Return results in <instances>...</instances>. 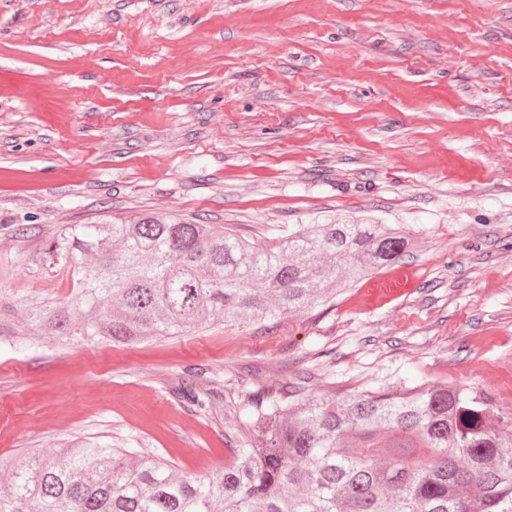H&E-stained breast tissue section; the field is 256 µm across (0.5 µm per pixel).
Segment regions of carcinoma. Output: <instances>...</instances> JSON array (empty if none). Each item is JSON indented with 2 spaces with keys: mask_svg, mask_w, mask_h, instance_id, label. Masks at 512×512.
I'll use <instances>...</instances> for the list:
<instances>
[{
  "mask_svg": "<svg viewBox=\"0 0 512 512\" xmlns=\"http://www.w3.org/2000/svg\"><path fill=\"white\" fill-rule=\"evenodd\" d=\"M402 224H297L273 242L228 227L146 218L72 224L45 252L78 264L64 305H29L38 333L132 346L210 322L300 313L415 246ZM295 383L244 400L249 434L203 476L130 448L78 441L5 464L0 512H512V425L450 382L381 383L298 403ZM179 395L210 405L186 378Z\"/></svg>",
  "mask_w": 512,
  "mask_h": 512,
  "instance_id": "1",
  "label": "carcinoma"
}]
</instances>
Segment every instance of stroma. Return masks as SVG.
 <instances>
[{
	"instance_id": "35a3bbf8",
	"label": "stroma",
	"mask_w": 512,
	"mask_h": 512,
	"mask_svg": "<svg viewBox=\"0 0 512 512\" xmlns=\"http://www.w3.org/2000/svg\"><path fill=\"white\" fill-rule=\"evenodd\" d=\"M146 216L256 241L403 224L416 246L262 331L37 339L19 305L78 286L34 262L55 233ZM301 370L307 402L455 382L512 420V0H0V458L90 438L206 474L245 396ZM179 395L190 406L204 409L210 405L209 393L202 391L196 387L194 379L186 378L179 388Z\"/></svg>"
}]
</instances>
